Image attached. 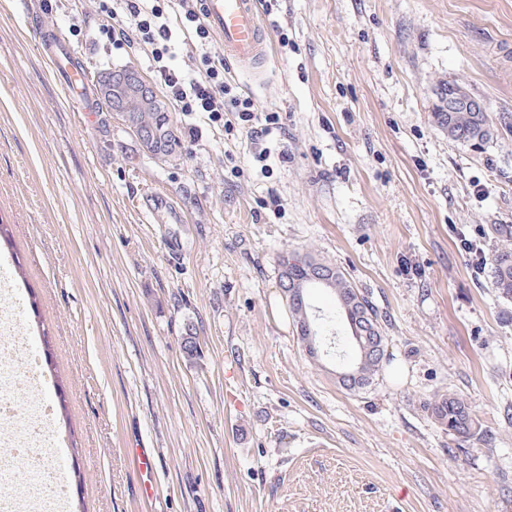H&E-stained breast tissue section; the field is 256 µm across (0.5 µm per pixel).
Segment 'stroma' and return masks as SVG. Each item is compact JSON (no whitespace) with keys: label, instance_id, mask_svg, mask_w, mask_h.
<instances>
[{"label":"stroma","instance_id":"1","mask_svg":"<svg viewBox=\"0 0 512 512\" xmlns=\"http://www.w3.org/2000/svg\"><path fill=\"white\" fill-rule=\"evenodd\" d=\"M93 14L0 0V265L14 335L51 352L77 443L62 470L86 512H512V299L492 284L490 231L512 226V0H278L266 66L232 72L281 117L264 164L240 127H203L163 161L111 110L71 111L33 23L91 73L153 76ZM448 81L490 140L437 125ZM305 252L378 310L389 358L366 390L336 382L344 322L337 356L297 336L279 261ZM448 391L486 440L434 422ZM138 446L156 454L150 498Z\"/></svg>","mask_w":512,"mask_h":512}]
</instances>
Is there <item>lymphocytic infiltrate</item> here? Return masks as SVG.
<instances>
[{"label": "lymphocytic infiltrate", "instance_id": "1", "mask_svg": "<svg viewBox=\"0 0 512 512\" xmlns=\"http://www.w3.org/2000/svg\"><path fill=\"white\" fill-rule=\"evenodd\" d=\"M97 12L102 18L100 32L113 49L135 48L152 61L153 79L174 111L217 125L229 112L243 122L250 136L260 139L279 129V113H255L251 98L229 80L201 0H97ZM181 37L196 50V76L171 63Z\"/></svg>", "mask_w": 512, "mask_h": 512}]
</instances>
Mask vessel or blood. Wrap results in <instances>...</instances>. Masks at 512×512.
<instances>
[{
    "mask_svg": "<svg viewBox=\"0 0 512 512\" xmlns=\"http://www.w3.org/2000/svg\"><path fill=\"white\" fill-rule=\"evenodd\" d=\"M207 21L216 34L226 62L238 69L263 66L269 56L267 33L257 0H204ZM43 54L53 70L65 74L72 89L68 102L85 112L99 111L90 95L89 70L59 32L42 38Z\"/></svg>",
    "mask_w": 512,
    "mask_h": 512,
    "instance_id": "b4317fda",
    "label": "vessel or blood"
}]
</instances>
